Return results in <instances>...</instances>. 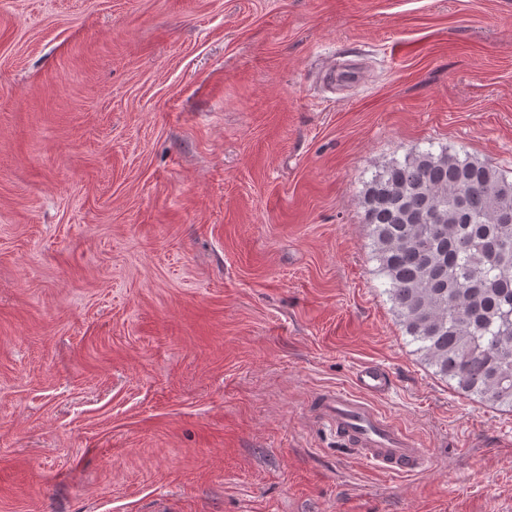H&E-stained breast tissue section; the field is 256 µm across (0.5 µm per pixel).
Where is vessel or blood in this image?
<instances>
[{"label": "vessel or blood", "mask_w": 512, "mask_h": 512, "mask_svg": "<svg viewBox=\"0 0 512 512\" xmlns=\"http://www.w3.org/2000/svg\"><path fill=\"white\" fill-rule=\"evenodd\" d=\"M388 381L382 368L364 367L356 376L361 397L329 393L318 401L317 414L322 423L336 431L367 462L380 465L393 475L422 472L430 464L425 450L366 401L367 396L384 392Z\"/></svg>", "instance_id": "vessel-or-blood-1"}]
</instances>
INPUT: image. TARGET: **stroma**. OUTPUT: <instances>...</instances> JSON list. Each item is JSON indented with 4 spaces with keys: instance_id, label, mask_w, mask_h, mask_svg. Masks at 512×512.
Here are the masks:
<instances>
[{
    "instance_id": "35a3bbf8",
    "label": "stroma",
    "mask_w": 512,
    "mask_h": 512,
    "mask_svg": "<svg viewBox=\"0 0 512 512\" xmlns=\"http://www.w3.org/2000/svg\"><path fill=\"white\" fill-rule=\"evenodd\" d=\"M444 148L512 180V0H0V512H512L359 204ZM365 365L424 472L315 416Z\"/></svg>"
}]
</instances>
